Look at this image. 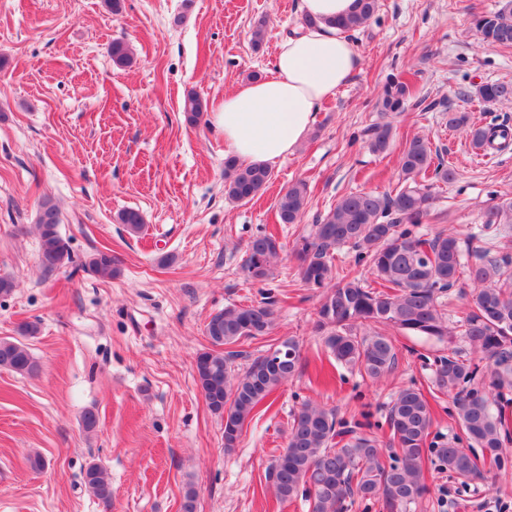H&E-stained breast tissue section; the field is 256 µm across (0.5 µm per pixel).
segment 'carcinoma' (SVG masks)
Segmentation results:
<instances>
[{"label":"carcinoma","instance_id":"obj_1","mask_svg":"<svg viewBox=\"0 0 512 512\" xmlns=\"http://www.w3.org/2000/svg\"><path fill=\"white\" fill-rule=\"evenodd\" d=\"M378 10L379 0H357L356 12L339 25L347 32L356 31ZM476 29L483 42L512 47V0L478 17ZM111 54L118 66L131 62L129 46L122 40L112 41ZM476 94L489 109L512 100V84L485 83ZM411 96L410 83L394 77L383 86L376 107L384 115L398 114ZM184 112L187 121L195 124L205 105L189 94ZM448 128L464 130L477 149L498 150L512 141L508 125L481 124L466 112H448ZM360 137L371 152L384 153L390 147L392 127L370 125ZM398 168L395 193H350L297 239L294 254L301 282L326 289L315 332L323 336L337 362L378 381L397 362L396 345L386 330L443 339L448 325L440 298L455 286H470L473 291L465 295L468 313L461 336L493 362V369L486 383L480 379L477 363L456 357L440 361L436 385L457 390L455 420L461 428V433L444 442H428L432 407L414 385L398 390L388 408L381 424L389 430L386 442L370 422L347 423L333 410L311 400L303 402L292 414L287 446L271 464L268 477L281 501L305 494L308 512H344L357 498L377 503L382 512H409L426 492L423 459L427 453L464 483L484 480L493 469L512 467V458L502 452L512 437L504 411L512 402L503 393L512 386V244L500 243L493 257L490 249L477 245L485 236H498L500 225L512 224V198L500 199L489 210L479 234L463 241L442 230L426 239L417 228L433 215L437 200L427 174L431 171L436 181L451 184L457 172L435 162L428 141L419 136L405 144ZM271 180L272 170L266 164H242L233 157L224 161V195L232 201L254 199ZM306 195L303 182L279 194L276 208L281 223L297 222ZM118 221L131 235L140 234L144 226L141 213L133 209L122 211ZM36 224L39 265L51 275L72 262L57 230L60 213L52 201L41 203ZM344 246L354 252L355 265L371 270L375 284L349 274L331 284L336 249ZM280 248L276 237L263 230L251 237L243 264L248 279L256 284L271 279ZM84 269L102 278L119 272L116 259L107 251L93 254ZM275 321V301L266 298L250 305H227L212 314L206 325L211 348L197 354L194 371L199 389L208 396L207 407L224 420L227 453L237 447L243 426L256 408L299 370V344L288 338L254 358L243 374H233L238 353L230 346L269 335ZM0 368L28 376L38 372L28 347L13 337L0 338ZM474 447L482 450V456L472 452ZM84 483L97 499L111 500L112 490L99 464H88Z\"/></svg>","mask_w":512,"mask_h":512}]
</instances>
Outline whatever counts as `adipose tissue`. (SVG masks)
<instances>
[{"instance_id": "ef3b65f1", "label": "adipose tissue", "mask_w": 512, "mask_h": 512, "mask_svg": "<svg viewBox=\"0 0 512 512\" xmlns=\"http://www.w3.org/2000/svg\"><path fill=\"white\" fill-rule=\"evenodd\" d=\"M355 9V0H300L309 25L279 44L268 76L225 95L215 122L240 162L268 163L293 153L319 104L359 70L360 55L336 25Z\"/></svg>"}]
</instances>
